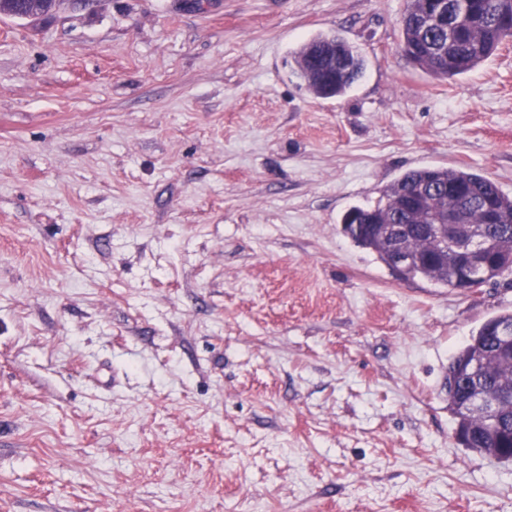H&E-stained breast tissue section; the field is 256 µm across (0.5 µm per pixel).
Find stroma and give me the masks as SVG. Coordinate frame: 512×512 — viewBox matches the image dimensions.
<instances>
[{
  "mask_svg": "<svg viewBox=\"0 0 512 512\" xmlns=\"http://www.w3.org/2000/svg\"><path fill=\"white\" fill-rule=\"evenodd\" d=\"M405 0H62L0 17V512H512L444 379L512 275L342 232L409 170L512 196V38L438 79ZM336 32L342 97L289 64ZM331 44H336V51L333 56L329 55L327 60L331 59V64L336 68V56H338L344 62L343 67L336 69V80L321 85L310 83L308 79H306L305 72L307 57H310L311 49L315 46L323 48ZM292 63L300 78L304 81H308V84H306L307 87L316 96L323 98L345 95L353 84L362 77L365 69V60L360 51L335 34L320 35L303 44L298 51L293 54Z\"/></svg>",
  "mask_w": 512,
  "mask_h": 512,
  "instance_id": "obj_1",
  "label": "stroma"
}]
</instances>
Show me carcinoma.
<instances>
[{
  "label": "carcinoma",
  "instance_id": "obj_1",
  "mask_svg": "<svg viewBox=\"0 0 512 512\" xmlns=\"http://www.w3.org/2000/svg\"><path fill=\"white\" fill-rule=\"evenodd\" d=\"M448 28L433 21L432 11L421 0H406L400 18V51L426 72L440 79L466 74L487 60L507 37H512V0H447ZM336 45V56L344 65L336 70V79L321 85L307 84L318 97L343 96L363 75L365 60L360 51L335 34L320 35L303 44L292 56L300 78H306V62L316 46ZM435 192L448 196V211L456 216L459 233L477 237L488 245L482 257L490 278L508 272L504 255L512 252V197L496 184L471 171L456 168L425 167L411 170L386 187L385 201L374 207H354L352 212L381 223L394 224L411 262L398 271L407 280L417 277L438 285L464 289L458 275L461 254L456 243L448 241V255L433 263L429 254L435 249L430 233L420 225L430 223L426 214L414 218L405 214L402 202L395 201L398 187ZM494 220L484 223L487 212ZM358 246L389 263L387 247L377 237L375 225L360 224L348 233ZM512 326V312L501 313L474 332L469 341L450 357L448 378L457 383L456 397L448 401L455 419V438L464 448L498 463H512V362L502 355L496 329Z\"/></svg>",
  "mask_w": 512,
  "mask_h": 512
}]
</instances>
